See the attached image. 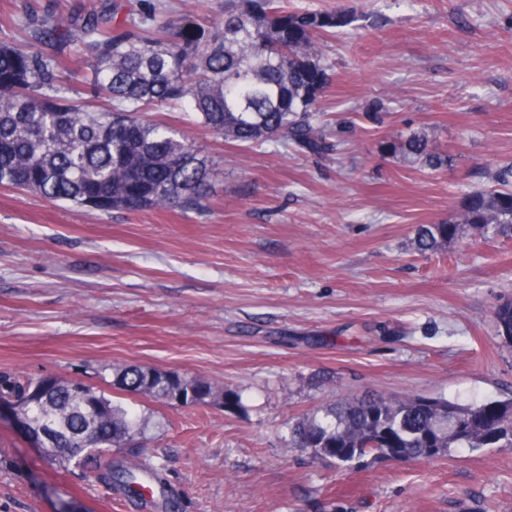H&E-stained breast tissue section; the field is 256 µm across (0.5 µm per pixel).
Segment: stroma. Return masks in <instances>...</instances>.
Masks as SVG:
<instances>
[{
	"mask_svg": "<svg viewBox=\"0 0 512 512\" xmlns=\"http://www.w3.org/2000/svg\"><path fill=\"white\" fill-rule=\"evenodd\" d=\"M108 0H0L27 40L40 20ZM341 11L317 106L333 151L254 149L192 130L221 169L205 212L104 213L0 187V373L87 376L140 364L224 382L231 407L147 419L169 497L138 508L89 468L50 465L0 412V512H512V448L354 470L288 449L290 418L374 388L460 403L512 391L494 306L512 242L411 245L512 164V0H288ZM422 132L430 172L393 155Z\"/></svg>",
	"mask_w": 512,
	"mask_h": 512,
	"instance_id": "stroma-1",
	"label": "stroma"
}]
</instances>
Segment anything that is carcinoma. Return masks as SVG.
<instances>
[{
  "instance_id": "1",
  "label": "carcinoma",
  "mask_w": 512,
  "mask_h": 512,
  "mask_svg": "<svg viewBox=\"0 0 512 512\" xmlns=\"http://www.w3.org/2000/svg\"><path fill=\"white\" fill-rule=\"evenodd\" d=\"M353 23L338 12L298 11L284 0H224L213 22L165 8L137 11L112 0V11L51 14L31 40L0 39V186L49 201L99 211H201L215 168L201 146L148 113L181 112L189 124L239 147L275 141L304 153L329 150L316 123L317 101L330 81L320 40ZM94 56L84 73L85 98L73 94L74 53ZM436 170L445 158L415 133L392 145ZM512 238V169L471 194L459 214L415 230L413 249L435 252L476 237ZM497 335L512 350V300L495 306ZM112 386L170 407L234 404L224 383L130 364ZM19 397L30 435L54 425L48 462L69 469L71 441L92 430L85 463L107 488L138 495L145 464L116 466L114 448L140 446L145 422L105 389L69 378L0 377V393ZM288 447L321 459L360 463L366 457L425 462L455 448H512V394L461 404L413 394L364 390L288 422Z\"/></svg>"
}]
</instances>
